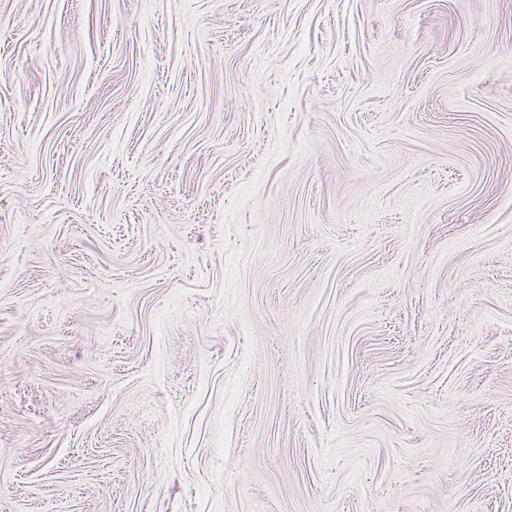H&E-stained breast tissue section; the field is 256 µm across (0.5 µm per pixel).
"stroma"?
I'll return each mask as SVG.
<instances>
[{"mask_svg":"<svg viewBox=\"0 0 512 512\" xmlns=\"http://www.w3.org/2000/svg\"><path fill=\"white\" fill-rule=\"evenodd\" d=\"M0 512H512V0H0Z\"/></svg>","mask_w":512,"mask_h":512,"instance_id":"1","label":"stroma"}]
</instances>
